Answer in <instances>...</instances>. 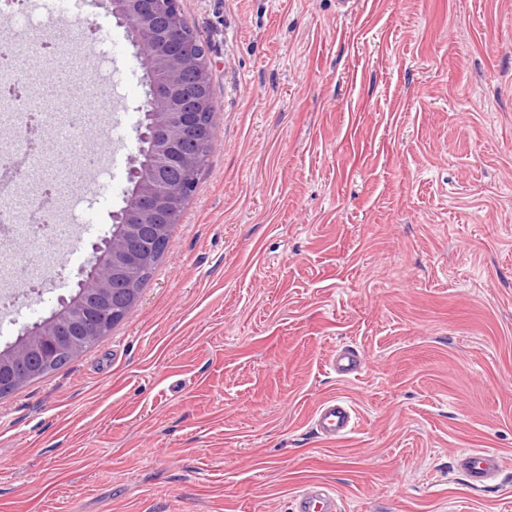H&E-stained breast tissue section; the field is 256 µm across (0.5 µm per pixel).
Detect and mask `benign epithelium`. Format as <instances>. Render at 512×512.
<instances>
[{
    "mask_svg": "<svg viewBox=\"0 0 512 512\" xmlns=\"http://www.w3.org/2000/svg\"><path fill=\"white\" fill-rule=\"evenodd\" d=\"M120 23L138 21L131 32L149 93L137 128L145 144L129 170L131 205L112 234L92 246L78 273V291L57 303L53 316L27 329L0 351V392L10 393L45 375L60 360L79 354L140 300L129 270L152 265L170 225L180 223L193 193L192 180L173 184L174 172H193L191 145L210 144V95L205 47L184 29L179 0H110Z\"/></svg>",
    "mask_w": 512,
    "mask_h": 512,
    "instance_id": "benign-epithelium-1",
    "label": "benign epithelium"
}]
</instances>
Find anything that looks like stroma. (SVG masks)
I'll list each match as a JSON object with an SVG mask.
<instances>
[{
    "label": "stroma",
    "mask_w": 512,
    "mask_h": 512,
    "mask_svg": "<svg viewBox=\"0 0 512 512\" xmlns=\"http://www.w3.org/2000/svg\"><path fill=\"white\" fill-rule=\"evenodd\" d=\"M179 0L208 49L216 143L139 303L66 366L0 399V512H512V0ZM59 27L111 31L122 137L103 146L90 253L140 156L148 86L107 0ZM21 286L0 346L73 294ZM364 357L329 372L337 346ZM355 408L321 442L329 398ZM507 467L467 486L460 451ZM311 424L322 440L347 438L357 427V415L345 401L329 398L318 404L311 416ZM337 494L325 484L317 481L308 482L293 497L294 512H337L340 510Z\"/></svg>",
    "instance_id": "35a3bbf8"
}]
</instances>
